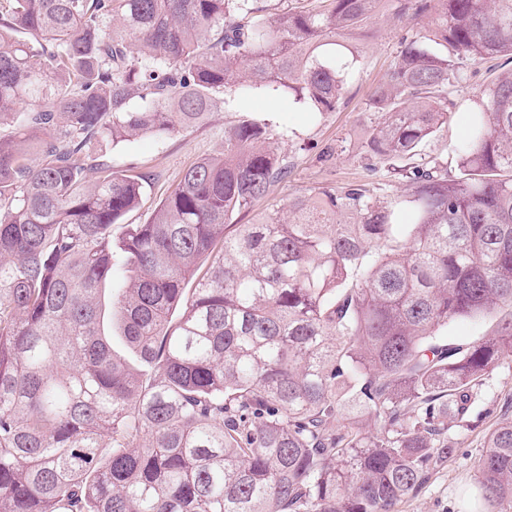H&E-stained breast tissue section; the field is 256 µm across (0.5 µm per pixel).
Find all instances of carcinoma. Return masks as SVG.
<instances>
[{"label":"carcinoma","instance_id":"1","mask_svg":"<svg viewBox=\"0 0 512 512\" xmlns=\"http://www.w3.org/2000/svg\"><path fill=\"white\" fill-rule=\"evenodd\" d=\"M384 2L0 0V126L22 115L0 135V512H396L448 461L512 357V69L454 99L458 62L512 60V0H398L431 25L401 39L362 145L409 183L398 213L322 187L226 234L290 173L242 116L115 243L142 178L93 150L250 93L336 111ZM451 110L471 129L450 179L418 158ZM499 313L494 336L439 334ZM478 484L512 509V421Z\"/></svg>","mask_w":512,"mask_h":512}]
</instances>
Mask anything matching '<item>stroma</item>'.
Segmentation results:
<instances>
[{
    "label": "stroma",
    "instance_id": "obj_1",
    "mask_svg": "<svg viewBox=\"0 0 512 512\" xmlns=\"http://www.w3.org/2000/svg\"><path fill=\"white\" fill-rule=\"evenodd\" d=\"M395 13L394 0H386L380 14L367 25L365 36L357 44L355 79L336 111L314 119L288 98L260 94L243 102L241 110L212 113L202 124L175 136L141 137L117 145L103 143V158L113 170L146 178L140 206L125 216L123 223L113 225V239L123 236L126 225L149 222L156 205L175 188L190 165L221 152L225 126L237 120L243 110L279 135V147L287 154L291 171L252 210L235 215L228 234H235L238 225L255 223L273 213L290 198L309 194L317 185L343 187L368 181L361 141L366 126L377 119L369 106V94L386 79L402 36L421 32L428 25L426 17L414 16L401 22ZM467 137L465 115L453 114L428 142L425 152L447 166L449 175H457L459 158L454 148ZM511 419L512 358L486 377L468 426L450 431L454 451L448 462L434 468L427 483L399 504L398 512H463L474 498L478 461L488 433Z\"/></svg>",
    "mask_w": 512,
    "mask_h": 512
}]
</instances>
